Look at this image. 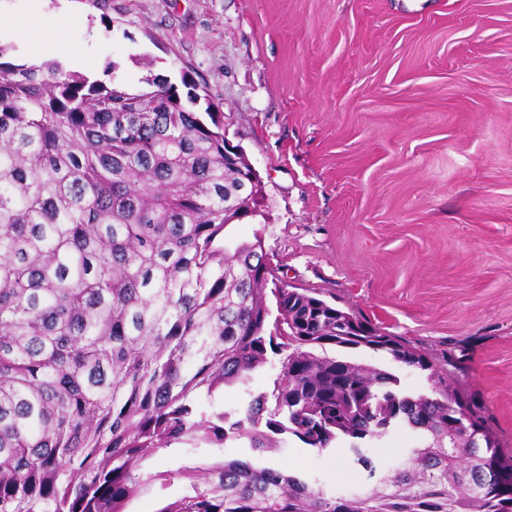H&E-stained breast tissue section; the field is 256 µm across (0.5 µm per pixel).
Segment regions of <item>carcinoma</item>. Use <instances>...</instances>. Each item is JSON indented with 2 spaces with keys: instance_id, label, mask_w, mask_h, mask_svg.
<instances>
[{
  "instance_id": "obj_1",
  "label": "carcinoma",
  "mask_w": 512,
  "mask_h": 512,
  "mask_svg": "<svg viewBox=\"0 0 512 512\" xmlns=\"http://www.w3.org/2000/svg\"><path fill=\"white\" fill-rule=\"evenodd\" d=\"M0 45V512H126L187 482L158 512H512V453L455 380L396 336L277 278L261 232L235 243L261 181L224 157L197 85L128 89ZM428 372L412 393L345 352ZM278 360L272 387L249 389ZM226 387L247 395L209 414ZM413 448L378 474L374 445ZM293 436L339 446L376 479L335 495L250 461L144 475L175 444L263 455ZM416 439L413 433L408 429L393 434L387 441L382 443L380 448H376L375 454L383 461L387 467H391L400 457L404 448H410ZM184 491V482L175 479L164 491L152 489L143 492L128 503L126 510L128 512H157L166 500L174 499Z\"/></svg>"
}]
</instances>
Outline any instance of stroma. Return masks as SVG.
<instances>
[{
	"label": "stroma",
	"instance_id": "obj_1",
	"mask_svg": "<svg viewBox=\"0 0 512 512\" xmlns=\"http://www.w3.org/2000/svg\"><path fill=\"white\" fill-rule=\"evenodd\" d=\"M0 44L41 63L21 33L64 26L68 70L127 86L189 73L263 184L261 231L275 275L425 353L512 449V0H0ZM410 392L426 372L381 352ZM223 459L175 445L155 474ZM267 463L358 490L338 450L292 440Z\"/></svg>",
	"mask_w": 512,
	"mask_h": 512
}]
</instances>
